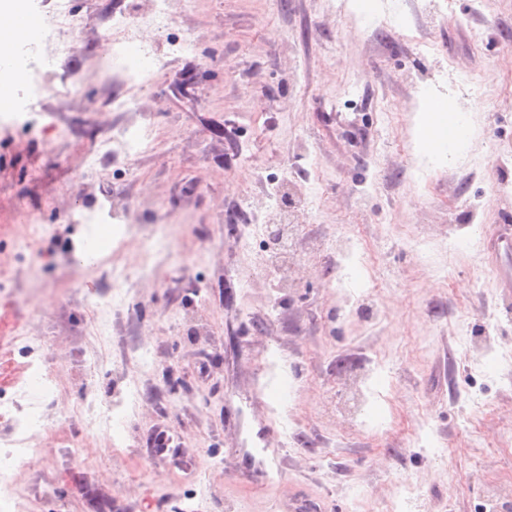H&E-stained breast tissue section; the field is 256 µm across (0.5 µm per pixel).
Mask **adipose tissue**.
<instances>
[{
  "label": "adipose tissue",
  "instance_id": "1",
  "mask_svg": "<svg viewBox=\"0 0 512 512\" xmlns=\"http://www.w3.org/2000/svg\"><path fill=\"white\" fill-rule=\"evenodd\" d=\"M474 127L468 113L459 111L448 100L434 101L426 112L420 113L416 129V148L430 161L441 164L462 155Z\"/></svg>",
  "mask_w": 512,
  "mask_h": 512
}]
</instances>
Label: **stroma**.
<instances>
[{
    "mask_svg": "<svg viewBox=\"0 0 512 512\" xmlns=\"http://www.w3.org/2000/svg\"><path fill=\"white\" fill-rule=\"evenodd\" d=\"M141 0H71L85 44L62 73L83 76L40 102L39 130L0 112V262L17 256L25 214L129 204L124 233L84 266L65 258L90 228L58 224L20 263L0 364L26 374L42 347L57 380L50 431L17 493L23 512H484L512 471V288L490 247L512 225V0H170L191 54L160 40L166 64L146 86L112 69L115 14ZM470 112L476 132L452 164L414 149L431 98ZM153 115L151 151L103 158L83 197L64 194L84 146ZM292 225L285 269L268 266L254 222ZM151 278L134 281L96 336L87 294L102 270L136 265L156 228ZM149 346L154 366L140 365ZM97 356L99 397L137 386L124 444L81 443L68 411L77 366ZM173 451L152 456L150 435ZM279 451L281 478L257 461ZM58 477L40 494L41 458ZM142 480L127 474L141 463ZM459 480L448 478L449 471Z\"/></svg>",
    "mask_w": 512,
    "mask_h": 512,
    "instance_id": "stroma-1",
    "label": "stroma"
}]
</instances>
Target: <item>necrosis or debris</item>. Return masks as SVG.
<instances>
[{
  "label": "necrosis or debris",
  "mask_w": 512,
  "mask_h": 512,
  "mask_svg": "<svg viewBox=\"0 0 512 512\" xmlns=\"http://www.w3.org/2000/svg\"><path fill=\"white\" fill-rule=\"evenodd\" d=\"M31 15L40 17V35L37 41L18 46L7 65L9 74L20 85L21 99L43 100L51 88L43 75L45 70L72 54L80 45V30L71 26L68 34H61L59 25L71 17L69 0H55V18H41L38 0H27ZM162 59L153 44L129 35L112 43V67L124 76H147L160 67ZM125 111L139 115L137 123L124 127L114 138L126 159H134L145 151L151 134V117L141 112L137 102H123ZM112 294L109 300L94 299L87 307L93 328L98 336L111 334L109 313L122 300L121 290L130 283L132 273L124 269L111 274ZM30 381L11 391H0V512H18L14 487L24 464L33 456L29 445L31 435L47 430L51 419V404L55 393V379L48 369L44 356L27 351ZM139 403L138 393L126 388L119 396L103 400L92 394H85L78 408L85 421L86 433L100 429L112 432L114 437H123L130 416Z\"/></svg>",
  "instance_id": "4bbe7bcc"
}]
</instances>
